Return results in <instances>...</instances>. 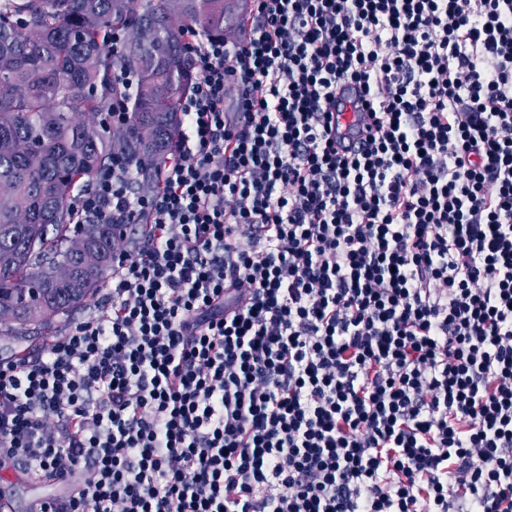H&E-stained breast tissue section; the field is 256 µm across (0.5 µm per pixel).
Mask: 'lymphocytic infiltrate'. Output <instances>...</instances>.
Returning <instances> with one entry per match:
<instances>
[{"label": "lymphocytic infiltrate", "instance_id": "1", "mask_svg": "<svg viewBox=\"0 0 512 512\" xmlns=\"http://www.w3.org/2000/svg\"><path fill=\"white\" fill-rule=\"evenodd\" d=\"M253 2L188 34L152 187L117 151L75 201L144 243L0 363V470L40 512H512V0Z\"/></svg>", "mask_w": 512, "mask_h": 512}]
</instances>
